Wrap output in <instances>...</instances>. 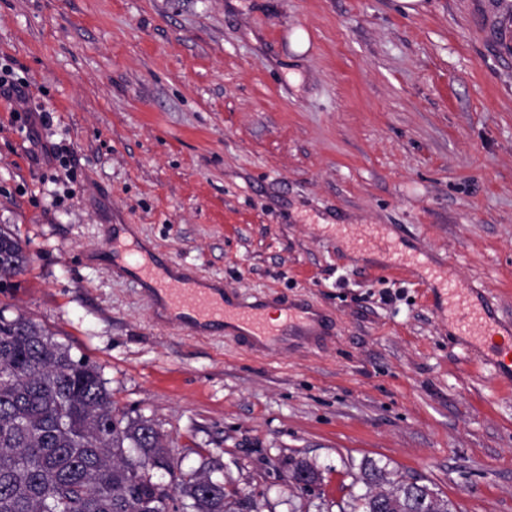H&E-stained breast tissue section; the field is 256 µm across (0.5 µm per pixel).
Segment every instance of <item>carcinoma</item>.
<instances>
[{
  "mask_svg": "<svg viewBox=\"0 0 512 512\" xmlns=\"http://www.w3.org/2000/svg\"><path fill=\"white\" fill-rule=\"evenodd\" d=\"M29 257L0 229V284ZM174 476L169 484L143 468ZM384 468L360 466L355 481L376 492L351 512H449L430 492L425 507L411 497L415 482L382 488ZM183 471L153 424L127 419L113 406L101 368L74 358L41 326L0 310V512H239L224 484Z\"/></svg>",
  "mask_w": 512,
  "mask_h": 512,
  "instance_id": "carcinoma-1",
  "label": "carcinoma"
}]
</instances>
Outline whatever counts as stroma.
Returning <instances> with one entry per match:
<instances>
[{
    "label": "stroma",
    "instance_id": "1",
    "mask_svg": "<svg viewBox=\"0 0 512 512\" xmlns=\"http://www.w3.org/2000/svg\"><path fill=\"white\" fill-rule=\"evenodd\" d=\"M427 3L0 0V66L35 106L0 102V225L30 256L0 309L99 365L244 512H340L366 459L450 512H512V390L426 276L488 294L512 332V0ZM113 224L237 301L313 306L325 335L261 357L182 332L103 259ZM367 224L390 252L356 248ZM419 247L426 270L393 276Z\"/></svg>",
    "mask_w": 512,
    "mask_h": 512
}]
</instances>
